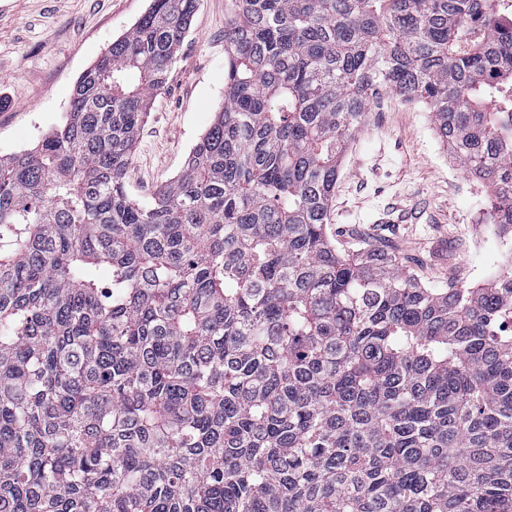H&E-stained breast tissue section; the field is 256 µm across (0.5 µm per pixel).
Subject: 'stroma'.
Returning <instances> with one entry per match:
<instances>
[{
  "label": "stroma",
  "mask_w": 512,
  "mask_h": 512,
  "mask_svg": "<svg viewBox=\"0 0 512 512\" xmlns=\"http://www.w3.org/2000/svg\"><path fill=\"white\" fill-rule=\"evenodd\" d=\"M228 0H200L166 85L157 92L125 177L148 201L178 175L224 105V13ZM150 0H0V157L34 148L60 126L81 74L148 9ZM486 181L450 158L424 105L390 92L371 99L336 182L329 230L339 251L354 230L380 227L405 265L431 288L476 284L512 268ZM418 214L377 225L382 211Z\"/></svg>",
  "instance_id": "35a3bbf8"
}]
</instances>
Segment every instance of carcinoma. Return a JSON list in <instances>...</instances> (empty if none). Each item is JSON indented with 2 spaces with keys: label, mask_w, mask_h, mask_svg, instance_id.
I'll return each instance as SVG.
<instances>
[{
  "label": "carcinoma",
  "mask_w": 512,
  "mask_h": 512,
  "mask_svg": "<svg viewBox=\"0 0 512 512\" xmlns=\"http://www.w3.org/2000/svg\"><path fill=\"white\" fill-rule=\"evenodd\" d=\"M199 0H151L65 122L0 158V512H512V272L341 253L370 99L430 109L512 254L493 0H230L224 107L151 201L125 172Z\"/></svg>",
  "instance_id": "cac0c4a2"
}]
</instances>
